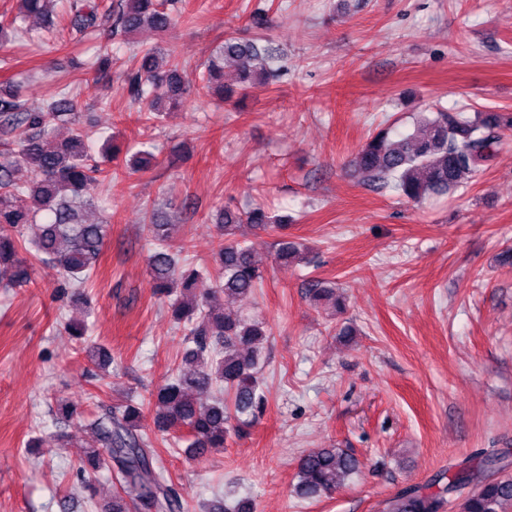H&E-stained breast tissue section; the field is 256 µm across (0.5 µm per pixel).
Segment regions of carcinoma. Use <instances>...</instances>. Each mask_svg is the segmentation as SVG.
I'll use <instances>...</instances> for the list:
<instances>
[{
  "label": "carcinoma",
  "instance_id": "1",
  "mask_svg": "<svg viewBox=\"0 0 512 512\" xmlns=\"http://www.w3.org/2000/svg\"><path fill=\"white\" fill-rule=\"evenodd\" d=\"M54 0H18L15 16L0 21V47L10 43L21 23L44 16ZM71 24L81 32L98 26L99 0H69ZM114 29L130 35L147 26L160 35L174 25L169 0H117ZM158 49L146 48L134 56L126 73L128 91L146 102L149 112L161 113L181 104L188 81L182 62L168 53L167 69L160 67ZM281 57L271 45H260L229 35L203 63L201 88L224 99V64L238 72L240 90L264 85L279 77ZM75 99L61 93L40 106L21 99L11 81L0 83V284L21 287L33 267L21 251L56 267L77 288L92 282L111 219L89 223L83 211L93 204L103 170L87 163L84 135L77 128ZM74 126L71 137L51 144L57 126ZM512 128V113L438 108L419 113L411 133L391 134L381 129L361 146L351 161L354 173L370 186L390 187L408 202L422 203L476 181L501 143V131ZM224 240L218 250V268L207 278L174 249L175 224L146 225L152 242L148 271L156 293L168 299L174 322L183 325L188 344L181 365L174 368L156 393L153 423L158 432H186L188 451L203 456L225 448L231 435L253 425L263 407L261 373L267 363L268 333L263 323L247 314H215L209 298L222 293L247 301L265 278L250 246L236 236L249 224L270 232L285 227L283 220L260 206L240 210L226 206L220 217ZM28 224L38 232L24 238ZM280 262L304 260L300 245L280 238L275 244ZM309 298L344 306V297L316 281ZM149 405L114 406L96 420L94 440L76 469L83 475L105 471L112 477V500L100 512H188L189 504L161 478V457L144 433L142 420ZM360 467L358 459L340 448H320L298 462L296 492L302 498L330 493ZM507 468L502 457L486 455L477 466L451 475L434 476L430 486L405 490L385 501L384 512H441L445 495L469 488L459 512H507L512 506V477L489 479L486 471ZM209 512H255L254 501L227 496L209 505Z\"/></svg>",
  "mask_w": 512,
  "mask_h": 512
}]
</instances>
